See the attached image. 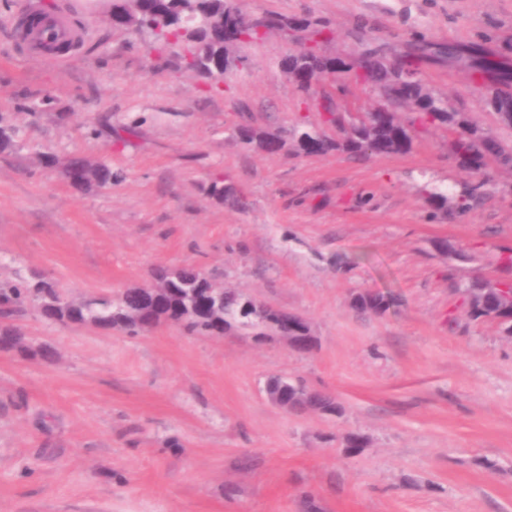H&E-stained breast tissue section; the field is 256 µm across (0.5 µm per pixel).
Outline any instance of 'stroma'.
Wrapping results in <instances>:
<instances>
[{"label":"stroma","instance_id":"stroma-1","mask_svg":"<svg viewBox=\"0 0 512 512\" xmlns=\"http://www.w3.org/2000/svg\"><path fill=\"white\" fill-rule=\"evenodd\" d=\"M238 6L326 22L320 48L334 57L361 53L364 35L392 63L415 32L465 44L490 30L493 53L512 43V0ZM63 10L86 27L76 57L18 53L16 19ZM291 47L276 30L236 46L247 68L214 86L91 18L85 0H0V127L15 132L0 151V281L41 275L79 301L193 265L299 315L317 340L298 353L274 334L175 323L131 336L28 308L23 350L0 351V512H512V337L471 321L456 290L512 280V171L490 166L485 204L448 223L429 219L426 191L479 177L449 159L447 129L403 155L299 150L297 126L343 138L326 104L349 121L382 98L346 77L304 96L280 66ZM419 80L512 146L464 71L429 62ZM242 124L285 150L246 146ZM75 157L109 165L111 184L71 185L60 168ZM217 177L241 203L210 195ZM367 291L392 305L356 309ZM276 375L331 394L339 414L272 405ZM351 434L364 438L354 454Z\"/></svg>","mask_w":512,"mask_h":512}]
</instances>
